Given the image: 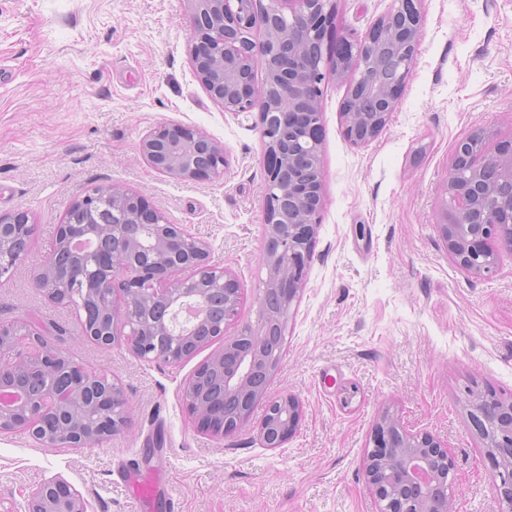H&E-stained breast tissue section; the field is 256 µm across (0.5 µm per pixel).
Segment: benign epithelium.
I'll return each mask as SVG.
<instances>
[{
    "mask_svg": "<svg viewBox=\"0 0 512 512\" xmlns=\"http://www.w3.org/2000/svg\"><path fill=\"white\" fill-rule=\"evenodd\" d=\"M417 0H393L390 12L365 36L334 33L337 0H187L189 55L195 77L226 112H259L265 164L266 269L262 293L274 291L282 309L258 305L257 320L227 335L241 301L236 276L211 261L207 245L166 216L143 196L110 188L112 225L107 259L90 272L81 244L98 238L96 190L72 202L85 212L76 224L64 218L34 286L52 303L72 307L83 336L102 346L124 340L139 360L176 365L204 343L195 329H175L176 308L197 316L219 297L224 318L210 325L207 342L222 349L202 364L183 386V399L206 431L222 438L249 420L254 404L267 400L258 434L265 448H281L299 425L302 406L290 394L272 396L269 385L283 361V347L271 337L285 335L294 302L300 296L312 259L323 201L318 99L326 78L323 66L347 83L342 105L345 133L355 145L374 140L386 126L414 66L420 15ZM263 31L260 41L254 29ZM391 43L396 71L381 80L378 49ZM265 79H255L257 68ZM141 152L157 172L188 181L224 176V147L195 127L164 123L141 140ZM512 182V140L493 154L475 133L457 142L448 167L447 193L440 230L448 253L475 276L495 267L496 242L512 245V202L493 206L495 185ZM33 225L28 214H0V254L15 263L0 264L10 278L28 252ZM97 303L93 319L75 308L72 285ZM123 294L118 303L116 293ZM0 434L28 433L44 447L84 448L102 443L128 426L122 385L107 375L70 360L54 348L32 320L0 324ZM475 432L482 438L495 489L498 512H512V399L495 394L468 395ZM364 478L379 512H452L455 464L446 445L427 433H410L398 416L385 412L372 436ZM25 512H87L82 494L62 478L44 481L25 499Z\"/></svg>",
    "mask_w": 512,
    "mask_h": 512,
    "instance_id": "benign-epithelium-1",
    "label": "benign epithelium"
}]
</instances>
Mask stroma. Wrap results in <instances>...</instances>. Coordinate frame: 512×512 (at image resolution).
<instances>
[{
  "label": "stroma",
  "mask_w": 512,
  "mask_h": 512,
  "mask_svg": "<svg viewBox=\"0 0 512 512\" xmlns=\"http://www.w3.org/2000/svg\"><path fill=\"white\" fill-rule=\"evenodd\" d=\"M392 0H338L337 29L362 36ZM421 33L409 81L385 128L353 145L341 112L345 82L322 84L321 224L303 292L288 321L270 391L302 404L281 448L249 422L217 439L182 396L213 341L181 364L135 359L119 341L85 340L73 311L34 287L58 224L92 188L138 192L210 248L241 287L237 322L254 321L266 277L264 147L257 112L210 99L189 55L185 0H0V213L27 212L26 258L0 279V324L64 326L53 344L118 379L131 425L99 445L46 448L0 434V502L21 512L36 485L60 477L87 512H141L128 473H160L153 512H378L362 476L383 411L447 445L455 512H497L465 390L512 397V246L476 277L441 235L457 141L483 132L486 152L512 139V0H419ZM177 122L223 145L224 176L185 182L154 170L139 144Z\"/></svg>",
  "instance_id": "stroma-1"
}]
</instances>
